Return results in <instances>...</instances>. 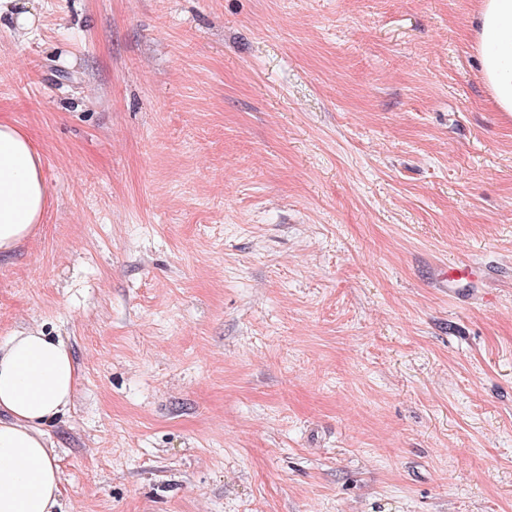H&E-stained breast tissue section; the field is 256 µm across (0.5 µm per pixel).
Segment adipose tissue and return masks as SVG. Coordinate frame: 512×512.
Segmentation results:
<instances>
[{
    "label": "adipose tissue",
    "mask_w": 512,
    "mask_h": 512,
    "mask_svg": "<svg viewBox=\"0 0 512 512\" xmlns=\"http://www.w3.org/2000/svg\"><path fill=\"white\" fill-rule=\"evenodd\" d=\"M471 32L496 111L512 116V0H477ZM51 195L29 134L0 117V258L35 234ZM78 384L66 344L27 328L0 341V512H59L61 478L42 429Z\"/></svg>",
    "instance_id": "obj_1"
}]
</instances>
